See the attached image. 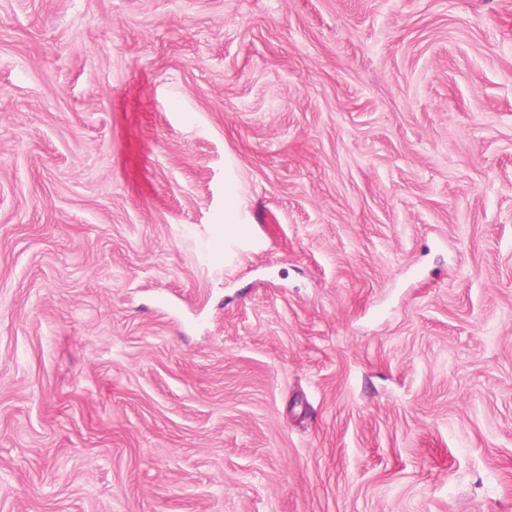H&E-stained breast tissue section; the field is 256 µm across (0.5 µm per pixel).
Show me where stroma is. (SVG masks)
I'll return each instance as SVG.
<instances>
[{"label":"stroma","instance_id":"35a3bbf8","mask_svg":"<svg viewBox=\"0 0 512 512\" xmlns=\"http://www.w3.org/2000/svg\"><path fill=\"white\" fill-rule=\"evenodd\" d=\"M0 512H512V0H0Z\"/></svg>","mask_w":512,"mask_h":512}]
</instances>
